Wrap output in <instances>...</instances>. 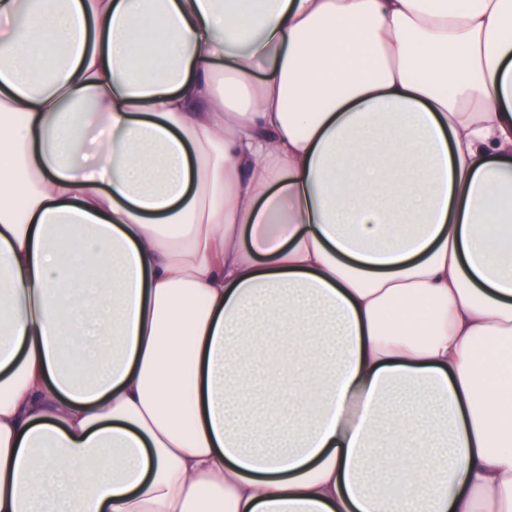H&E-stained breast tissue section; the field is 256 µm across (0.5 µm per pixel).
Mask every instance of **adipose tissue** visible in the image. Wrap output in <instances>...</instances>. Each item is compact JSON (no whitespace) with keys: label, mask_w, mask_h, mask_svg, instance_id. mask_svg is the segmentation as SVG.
Listing matches in <instances>:
<instances>
[{"label":"adipose tissue","mask_w":512,"mask_h":512,"mask_svg":"<svg viewBox=\"0 0 512 512\" xmlns=\"http://www.w3.org/2000/svg\"><path fill=\"white\" fill-rule=\"evenodd\" d=\"M511 357L512 0H0V512H512Z\"/></svg>","instance_id":"1"}]
</instances>
